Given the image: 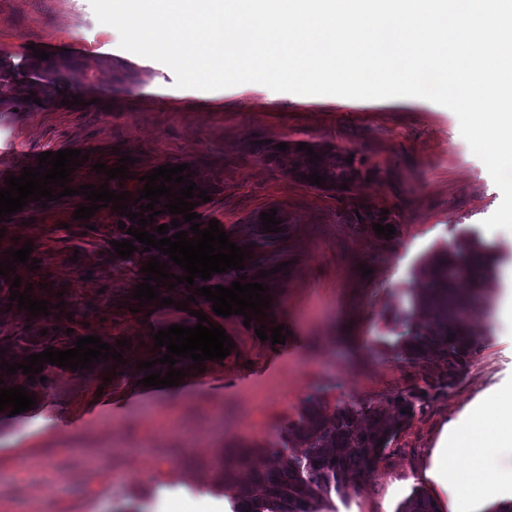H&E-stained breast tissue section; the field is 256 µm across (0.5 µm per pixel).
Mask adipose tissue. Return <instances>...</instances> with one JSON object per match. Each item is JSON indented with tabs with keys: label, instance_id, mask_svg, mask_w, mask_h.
<instances>
[{
	"label": "adipose tissue",
	"instance_id": "ef3b65f1",
	"mask_svg": "<svg viewBox=\"0 0 512 512\" xmlns=\"http://www.w3.org/2000/svg\"><path fill=\"white\" fill-rule=\"evenodd\" d=\"M425 477L444 510L512 512V384L444 428Z\"/></svg>",
	"mask_w": 512,
	"mask_h": 512
}]
</instances>
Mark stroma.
I'll list each match as a JSON object with an SVG mask.
<instances>
[{"label":"stroma","mask_w":512,"mask_h":512,"mask_svg":"<svg viewBox=\"0 0 512 512\" xmlns=\"http://www.w3.org/2000/svg\"><path fill=\"white\" fill-rule=\"evenodd\" d=\"M98 63L92 87L67 86L29 101L34 50ZM167 88L157 96L146 85ZM0 183L36 167L42 152L81 150L89 160L71 175L76 196L31 201L0 223V254L33 245V270L17 267L50 316L9 306L0 276V347L5 360L35 347L68 348L95 335L129 340L123 372L93 364L49 371L34 388V409L0 411V512H231L224 468L235 448H262L296 422L307 396L328 405L367 403L390 412L392 393L421 387L419 369L388 345L401 333L419 272L435 252L464 240L486 245L496 260L491 288L469 318L479 342L448 393L403 421L381 459L347 495L331 494L332 512H399L414 493H429L424 472L445 424L478 396L512 382V333L494 310L512 282V232L484 230L502 195L460 134L450 109L421 98L397 103L304 96L246 83L217 91L179 89L167 65L120 46L118 31L98 22L89 0H0ZM80 102L67 106L72 96ZM257 137L306 142L353 153L362 172L349 192L310 186L247 151ZM134 162L118 181L93 170ZM189 164L209 202L202 223L218 220L231 242L254 238L261 213L276 209L283 235L253 250L266 271L267 316L245 321L208 313L233 341L222 360L195 366L173 387L140 386L144 362L156 359L152 334L197 319L177 310L188 285L160 287L172 305L137 304L148 255L129 261L113 244L119 215L103 207L75 219L79 186L137 192L153 168ZM387 210L395 234L356 224L357 206ZM370 267L362 275V267ZM284 326L285 343L260 340L266 320Z\"/></svg>","instance_id":"obj_1"}]
</instances>
